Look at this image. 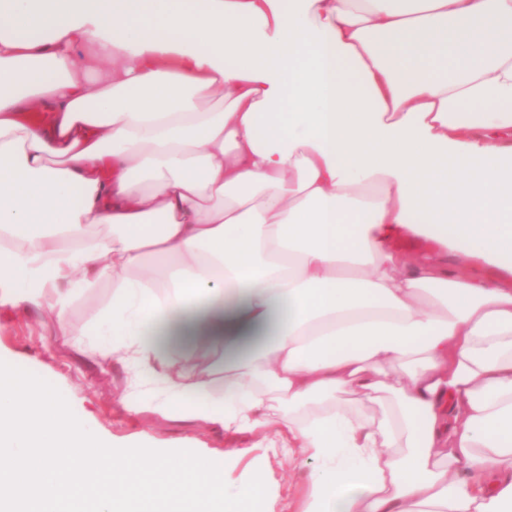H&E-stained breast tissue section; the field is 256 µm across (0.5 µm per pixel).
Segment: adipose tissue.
Masks as SVG:
<instances>
[{
  "instance_id": "1",
  "label": "adipose tissue",
  "mask_w": 512,
  "mask_h": 512,
  "mask_svg": "<svg viewBox=\"0 0 512 512\" xmlns=\"http://www.w3.org/2000/svg\"><path fill=\"white\" fill-rule=\"evenodd\" d=\"M474 261L512 271V0H0V290L111 278L105 357L314 457L301 512H512ZM392 247L400 252L412 254L421 258H429L435 255L438 245L430 240L419 237L402 235L392 243Z\"/></svg>"
}]
</instances>
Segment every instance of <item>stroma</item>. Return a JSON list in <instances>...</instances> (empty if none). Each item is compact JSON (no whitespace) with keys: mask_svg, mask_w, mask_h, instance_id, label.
I'll use <instances>...</instances> for the list:
<instances>
[{"mask_svg":"<svg viewBox=\"0 0 512 512\" xmlns=\"http://www.w3.org/2000/svg\"><path fill=\"white\" fill-rule=\"evenodd\" d=\"M112 299L111 280L78 289L61 315L32 305L0 301V361L20 365L54 384L75 416L112 446L138 442L156 450H191L223 455L224 480L235 486L261 472L266 485L265 512H300L316 466L263 433L227 430L189 416H173L144 403L143 391L131 388L129 372L93 357L90 332ZM87 330L81 345L63 335L59 319Z\"/></svg>","mask_w":512,"mask_h":512,"instance_id":"obj_1","label":"stroma"}]
</instances>
